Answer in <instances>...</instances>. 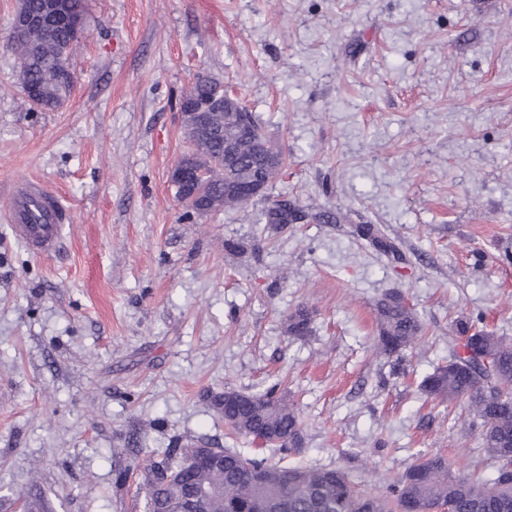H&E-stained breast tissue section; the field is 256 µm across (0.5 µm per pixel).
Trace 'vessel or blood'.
Returning a JSON list of instances; mask_svg holds the SVG:
<instances>
[{"mask_svg": "<svg viewBox=\"0 0 512 512\" xmlns=\"http://www.w3.org/2000/svg\"><path fill=\"white\" fill-rule=\"evenodd\" d=\"M7 220L16 238L32 253L48 255L63 249L62 231L71 214L55 193L41 183L27 181L13 191Z\"/></svg>", "mask_w": 512, "mask_h": 512, "instance_id": "vessel-or-blood-1", "label": "vessel or blood"}]
</instances>
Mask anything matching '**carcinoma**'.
I'll return each instance as SVG.
<instances>
[{
    "mask_svg": "<svg viewBox=\"0 0 512 512\" xmlns=\"http://www.w3.org/2000/svg\"><path fill=\"white\" fill-rule=\"evenodd\" d=\"M56 9L75 17L84 15V0H16L15 14L43 16ZM78 38L67 27L42 24L29 28L24 38L8 43L19 64V84L24 92L34 88L38 97L29 98L43 109L61 106L74 88L69 56ZM184 112H210L217 134L194 142L197 162L208 166L212 180L206 191L224 189L231 178L248 179L254 164V141L267 137L259 116L244 111L239 134V160L224 165V92L206 76L197 75L182 95ZM286 221L295 212L306 213L299 201L280 194L270 200ZM377 346L391 356L412 346L422 335L418 316L396 291L375 303ZM311 316L304 307L285 318L290 336L310 332ZM426 398L440 403L463 401L481 420L482 445L496 460L493 476L482 478L455 472L448 459L422 456L400 478L385 484L378 494L358 489L343 468H310L291 460L300 452L304 425L287 398L275 387L263 393L224 391V423L235 433L279 455L272 463L259 452L245 453L220 448L224 467L182 470L193 449L170 448L165 459L150 467L146 480V512H170L180 501L201 489L209 497L201 512H435L451 504L455 512H512V341L483 329L472 328L459 349L445 365L436 367L420 384ZM247 463L261 473L257 482L248 474Z\"/></svg>",
    "mask_w": 512,
    "mask_h": 512,
    "instance_id": "obj_1",
    "label": "carcinoma"
}]
</instances>
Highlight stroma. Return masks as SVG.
Masks as SVG:
<instances>
[{
  "label": "stroma",
  "mask_w": 512,
  "mask_h": 512,
  "mask_svg": "<svg viewBox=\"0 0 512 512\" xmlns=\"http://www.w3.org/2000/svg\"><path fill=\"white\" fill-rule=\"evenodd\" d=\"M0 0V512H145L134 458L252 445L224 390L287 392L298 456L380 492L422 455L491 476L465 403L425 400L463 320L512 339V0H87L59 108L33 107ZM235 87L287 155L267 200L199 218L169 172L180 96ZM61 195L67 249L5 217L17 182ZM335 222L322 220V213ZM392 244L386 252L378 240ZM396 290L414 347H376ZM303 306L309 334H286Z\"/></svg>",
  "instance_id": "1"
}]
</instances>
